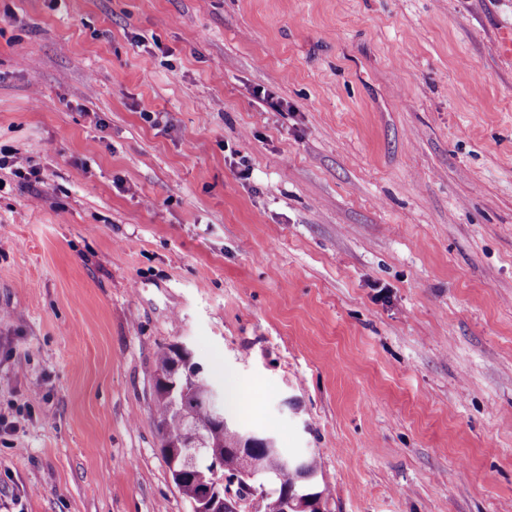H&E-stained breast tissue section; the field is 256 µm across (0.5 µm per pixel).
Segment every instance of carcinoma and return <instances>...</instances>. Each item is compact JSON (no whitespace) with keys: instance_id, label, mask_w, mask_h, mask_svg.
Masks as SVG:
<instances>
[{"instance_id":"cac0c4a2","label":"carcinoma","mask_w":512,"mask_h":512,"mask_svg":"<svg viewBox=\"0 0 512 512\" xmlns=\"http://www.w3.org/2000/svg\"><path fill=\"white\" fill-rule=\"evenodd\" d=\"M179 362L196 370L187 393L179 404L172 403L161 381L169 377ZM155 421L161 445L162 457L166 464L180 460L182 452L190 443V432L194 427L204 430L205 447L196 457L197 470L209 474L211 462L218 457L227 456L232 448L238 447L240 437L238 429L212 421L210 405L201 401L213 385L204 374L203 367L192 360L190 354L178 346L163 349L155 361ZM171 479L188 502H197L207 494V487L191 474L182 477L170 472Z\"/></svg>"}]
</instances>
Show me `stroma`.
Masks as SVG:
<instances>
[{
	"label": "stroma",
	"instance_id": "35a3bbf8",
	"mask_svg": "<svg viewBox=\"0 0 512 512\" xmlns=\"http://www.w3.org/2000/svg\"><path fill=\"white\" fill-rule=\"evenodd\" d=\"M509 26L512 0H0V147L42 177L0 171V502L191 512L154 407L182 344L319 457L325 512H512Z\"/></svg>",
	"mask_w": 512,
	"mask_h": 512
}]
</instances>
